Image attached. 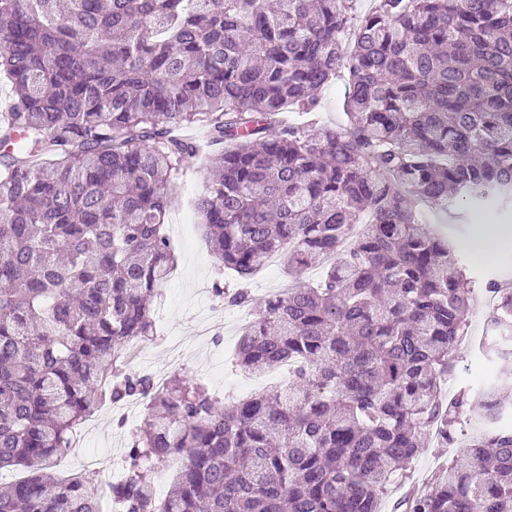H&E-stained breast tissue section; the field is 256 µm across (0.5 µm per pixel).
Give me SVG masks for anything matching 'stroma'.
Listing matches in <instances>:
<instances>
[{"label":"stroma","instance_id":"stroma-1","mask_svg":"<svg viewBox=\"0 0 512 512\" xmlns=\"http://www.w3.org/2000/svg\"><path fill=\"white\" fill-rule=\"evenodd\" d=\"M348 92V79L342 74L321 91V106L313 116L317 125L338 129L347 125L345 106ZM209 179L206 159L199 156L188 160L173 184V202L165 219L164 231L174 247L177 267L160 289L165 306L155 312L156 335L145 344L146 357L151 367H163L165 339L185 340L188 350L181 367L177 369L178 375L207 383L219 396L241 397L245 392L254 393L281 383L287 373L279 368L248 378L232 365L237 338L227 333L226 328L238 313L229 309L214 292L217 263L194 208L196 197L205 192ZM423 212L426 222L437 227L458 251L475 298L464 336L454 353V382L444 390L445 395L450 397L455 389L471 385L473 372L487 371L504 377L512 375V368L499 362H489L480 352L485 334V278L498 271L504 273L506 281L512 283V251L480 264L471 257L469 245L481 236V217L490 218L498 234L507 235V228L501 224L503 216L496 210L488 209L481 215L475 213L466 216L458 223L430 206L424 207ZM478 416V407H471L464 418V432L455 447L443 448L436 439H429L427 447L420 449L406 476L395 480L389 487L380 502L379 512H390L392 503L403 497L410 487H417L421 491L429 489L434 479L463 452L476 430ZM139 428V423H124L120 407H102L95 430L70 448V460L73 465L79 466L88 453L97 450L104 452L98 475L106 480H118L125 468L129 441Z\"/></svg>","mask_w":512,"mask_h":512}]
</instances>
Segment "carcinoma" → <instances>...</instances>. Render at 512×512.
I'll use <instances>...</instances> for the list:
<instances>
[{
  "instance_id": "1",
  "label": "carcinoma",
  "mask_w": 512,
  "mask_h": 512,
  "mask_svg": "<svg viewBox=\"0 0 512 512\" xmlns=\"http://www.w3.org/2000/svg\"><path fill=\"white\" fill-rule=\"evenodd\" d=\"M348 76V126L315 112ZM0 512H379L428 434L482 433L392 512H512V382L441 396L471 307L448 241L413 209L512 213V0H0ZM209 129L215 177L195 201L220 270L245 281L277 253L321 280L273 295L238 340L250 374L288 383L228 405L198 381L122 371L156 335L176 265L168 188ZM484 352L512 365V288ZM234 307L250 292L215 284ZM146 400L118 483L52 458L103 403ZM185 463L171 491L153 465Z\"/></svg>"
}]
</instances>
